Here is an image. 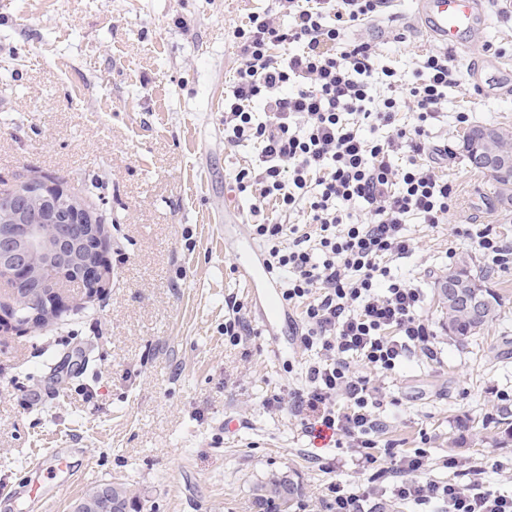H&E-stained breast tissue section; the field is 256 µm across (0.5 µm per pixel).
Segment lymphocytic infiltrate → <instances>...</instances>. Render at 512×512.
<instances>
[{"mask_svg": "<svg viewBox=\"0 0 512 512\" xmlns=\"http://www.w3.org/2000/svg\"><path fill=\"white\" fill-rule=\"evenodd\" d=\"M381 4L278 0L277 14L251 17L234 32L241 65L224 109V143L258 146L251 167L235 180L243 191L259 187L261 199L282 210L305 205L318 238L311 248L310 236L297 235L295 226L253 227L269 269L281 277L286 305L302 310L295 339L317 355L304 388L291 394L292 410L304 432L333 438L355 469L386 482L402 501L434 512H512V494L489 489L482 468L461 467L452 457L457 480L433 479L425 474V449L400 455L393 442L379 440L385 420L378 375L418 354L438 358L422 289L392 275L391 265L414 250L407 217L443 223L454 195L434 168L449 148L435 144L430 131L452 81L447 54L426 56L406 88L393 68L376 69L370 44L343 40ZM290 44L295 52L274 54V47ZM378 71L389 91L379 102L371 94ZM408 103L417 118L405 127L396 116ZM364 125L387 134L366 138ZM397 152L405 157L398 169L391 164ZM357 204L366 205L369 221H354L350 209ZM287 236L293 245L284 250ZM355 360L373 375L353 373Z\"/></svg>", "mask_w": 512, "mask_h": 512, "instance_id": "lymphocytic-infiltrate-1", "label": "lymphocytic infiltrate"}]
</instances>
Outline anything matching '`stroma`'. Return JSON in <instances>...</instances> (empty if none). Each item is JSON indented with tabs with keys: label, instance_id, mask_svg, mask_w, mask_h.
<instances>
[{
	"label": "stroma",
	"instance_id": "stroma-1",
	"mask_svg": "<svg viewBox=\"0 0 512 512\" xmlns=\"http://www.w3.org/2000/svg\"><path fill=\"white\" fill-rule=\"evenodd\" d=\"M410 0H384L345 33L410 83L437 43L418 31ZM482 40L449 52L454 84L432 133L455 155L440 164L455 189L446 223L409 218L416 243L392 273L424 291L439 362L415 356L383 377L386 439L428 451L427 472L452 478L454 456L512 491V438L498 421L512 394V269L477 244L485 227L512 239V204L461 149L470 122L512 130V95L476 94L472 68L492 55L512 68V0H485ZM277 0H0V192L43 177L86 201L107 235L102 296L68 294L70 312L27 334L0 332V484L20 487L36 453L66 449L76 474L45 512H73L95 483H127L142 512H257L255 484L285 475L291 512H321L331 480L353 490L366 473L332 469L341 449L305 435L272 392L305 383L315 358L298 345L273 355L235 262L255 224L313 233L302 210L238 192L253 146L224 145V102L241 63L233 33ZM467 265L502 300L499 319L467 344L443 326L437 285ZM250 328L224 338L229 301Z\"/></svg>",
	"mask_w": 512,
	"mask_h": 512
}]
</instances>
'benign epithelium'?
Here are the masks:
<instances>
[{
	"label": "benign epithelium",
	"mask_w": 512,
	"mask_h": 512,
	"mask_svg": "<svg viewBox=\"0 0 512 512\" xmlns=\"http://www.w3.org/2000/svg\"><path fill=\"white\" fill-rule=\"evenodd\" d=\"M502 134L486 127L473 135L471 154L479 166L502 173L512 168V156L499 148ZM106 241L102 226L93 223L79 201L62 189L45 181L25 182L0 194V272L13 282V287L40 285L43 269L39 255H61L77 270L88 295H96L105 287L110 274L104 252ZM68 272L62 271L54 280L53 291L46 295L44 306L61 311L68 309L60 283ZM439 287L448 299L465 307L470 315L481 318L482 298L470 291V284L461 278L448 277ZM25 298L0 301V331L37 329V310L24 314Z\"/></svg>",
	"instance_id": "benign-epithelium-1"
}]
</instances>
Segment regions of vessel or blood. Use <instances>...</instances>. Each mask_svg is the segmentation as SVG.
Here are the masks:
<instances>
[{
    "label": "vessel or blood",
    "mask_w": 512,
    "mask_h": 512,
    "mask_svg": "<svg viewBox=\"0 0 512 512\" xmlns=\"http://www.w3.org/2000/svg\"><path fill=\"white\" fill-rule=\"evenodd\" d=\"M415 18L424 35L447 49L463 48L470 39L482 37L486 27L483 0H415ZM492 74L477 77L475 87L480 95L489 96L512 84V74L503 70L496 59L487 64ZM238 270L247 284L264 278L267 288L254 298V304L265 327H272L286 314L281 290L266 268V261L254 241H246L239 256Z\"/></svg>",
    "instance_id": "1"
}]
</instances>
